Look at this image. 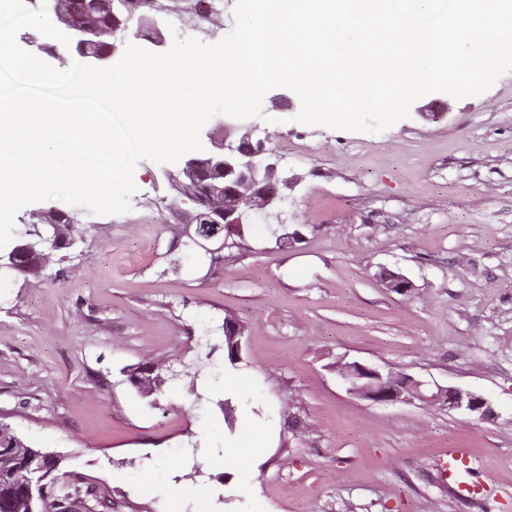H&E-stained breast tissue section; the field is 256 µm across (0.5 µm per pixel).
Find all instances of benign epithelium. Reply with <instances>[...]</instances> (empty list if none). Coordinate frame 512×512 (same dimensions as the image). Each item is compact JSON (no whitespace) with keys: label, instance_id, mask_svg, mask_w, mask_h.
I'll return each instance as SVG.
<instances>
[{"label":"benign epithelium","instance_id":"obj_1","mask_svg":"<svg viewBox=\"0 0 512 512\" xmlns=\"http://www.w3.org/2000/svg\"><path fill=\"white\" fill-rule=\"evenodd\" d=\"M55 15L70 31L72 48L77 55L98 63L111 57V53L97 52L94 47L115 35L114 31L107 28H77L69 18V11L59 7L55 9ZM231 129L232 125L224 124V140L212 141L211 150L192 154L185 158L179 169L164 172L173 187L181 184V177L185 173L212 172L224 176V185L215 184L211 191L218 196H230L232 202L219 210V218L195 216L184 228V235L208 253L224 250V236L215 232L201 237L198 225L217 224L222 219L229 228L241 223L243 215L249 211L256 214L267 212L277 200V196L267 193L261 184L279 173L278 156L267 146V141L253 139L249 131L236 140L230 139ZM51 213V209L37 213L43 224L36 233L22 237L10 252L0 254V266L24 271L26 267L19 264L23 257L32 259V268L39 266L45 250L51 245L60 244L57 227L46 223ZM212 244L216 248H210ZM379 280L385 287L401 293L413 289L411 280L401 273L395 272L391 277L385 273L379 276ZM334 369L347 385V391L361 399L393 403L412 398L425 404L461 411L480 420H490L496 416L488 399L469 390L441 386L430 389L409 375L349 361L344 356L336 358ZM155 382L152 373L145 370L133 373L131 378L132 385L145 394L155 392ZM63 461L64 456L60 454L30 445L24 448H0V512H51L48 490L56 484Z\"/></svg>","mask_w":512,"mask_h":512}]
</instances>
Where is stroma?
<instances>
[{
    "label": "stroma",
    "mask_w": 512,
    "mask_h": 512,
    "mask_svg": "<svg viewBox=\"0 0 512 512\" xmlns=\"http://www.w3.org/2000/svg\"><path fill=\"white\" fill-rule=\"evenodd\" d=\"M262 109L233 125L291 155V247L258 217L233 248L173 247L165 168L140 161L129 212L74 208V248L0 272V421L64 455L59 483L98 492L92 512H512V73L427 94L379 134L295 122L296 98ZM384 268L413 290L384 288ZM228 316L246 328L230 392L198 371ZM341 355L496 416L357 398ZM153 359L176 377L144 397L128 375ZM245 411L269 436L225 458ZM451 448L488 492L440 481Z\"/></svg>",
    "instance_id": "obj_1"
}]
</instances>
